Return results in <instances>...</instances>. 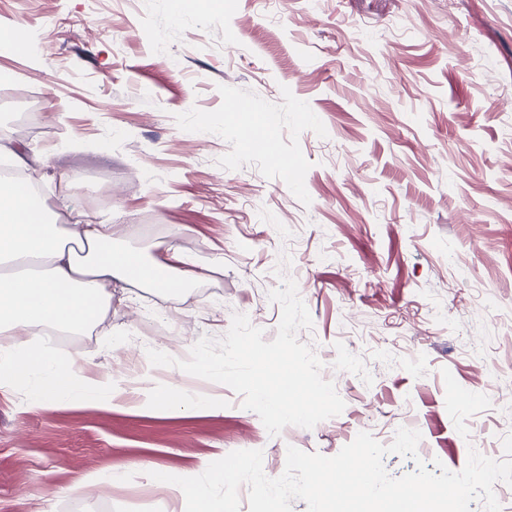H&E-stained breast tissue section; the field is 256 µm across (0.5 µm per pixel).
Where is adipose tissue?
<instances>
[{"label":"adipose tissue","mask_w":512,"mask_h":512,"mask_svg":"<svg viewBox=\"0 0 512 512\" xmlns=\"http://www.w3.org/2000/svg\"><path fill=\"white\" fill-rule=\"evenodd\" d=\"M114 225L94 222L76 211L73 237L64 244L55 222L21 183L0 177V256L42 258V275H0V332L15 343L0 350V391L26 389L31 406L56 401L89 403L110 396L108 383L60 365L42 346L45 327L79 331L112 306V283L178 292L191 279L193 260L177 246L164 245L166 260L112 248Z\"/></svg>","instance_id":"1"}]
</instances>
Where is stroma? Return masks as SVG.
Instances as JSON below:
<instances>
[{
  "label": "stroma",
  "instance_id": "35a3bbf8",
  "mask_svg": "<svg viewBox=\"0 0 512 512\" xmlns=\"http://www.w3.org/2000/svg\"><path fill=\"white\" fill-rule=\"evenodd\" d=\"M57 22L47 27L46 14ZM0 128L53 149L29 165L62 227L78 208L111 220L112 245L191 255L206 277L147 286L93 330L53 343L59 361L111 380L112 400L28 408L0 395V512H185L158 472L202 474L259 450L268 477L286 450L336 455L358 433L390 444L419 431L418 459L464 468L504 459L512 434V0H0ZM255 129L266 151L246 149ZM74 149L55 152L61 141ZM295 280L299 330L345 409L270 436L226 385L155 367L246 314L272 341L270 300ZM211 394L170 410L142 385Z\"/></svg>",
  "mask_w": 512,
  "mask_h": 512
}]
</instances>
